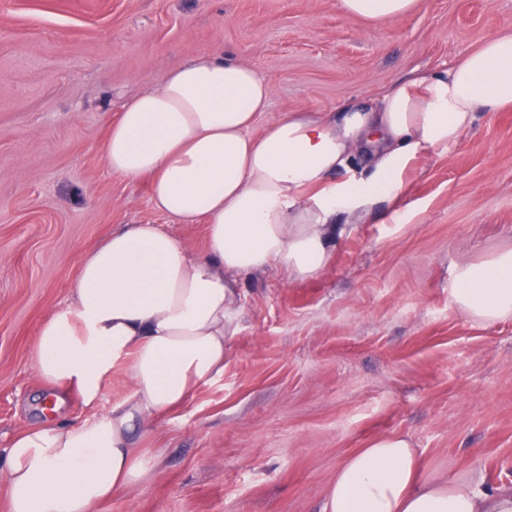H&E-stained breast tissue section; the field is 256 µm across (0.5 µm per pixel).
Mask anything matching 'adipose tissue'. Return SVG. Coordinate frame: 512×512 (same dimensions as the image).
Masks as SVG:
<instances>
[{
    "label": "adipose tissue",
    "mask_w": 512,
    "mask_h": 512,
    "mask_svg": "<svg viewBox=\"0 0 512 512\" xmlns=\"http://www.w3.org/2000/svg\"><path fill=\"white\" fill-rule=\"evenodd\" d=\"M340 5L382 25L418 0ZM271 95L253 68L198 54L123 104L104 146L108 167L126 180L149 179L154 207L174 223L206 225V252L190 255L160 226L133 224L84 255L70 304L45 322L32 350L49 386L42 407L60 408L58 385L96 407L124 361L131 391L103 417L15 435L0 452L9 512H96L141 484L148 461L133 446L140 428L224 374L239 278L274 265L293 282L319 278L337 219L363 221L378 201L398 198L409 166L457 143L477 112L511 109L512 33L332 118L311 107L269 115ZM262 115L264 131L253 135ZM357 158L363 176L336 180ZM452 295L475 322L512 319V249L461 265ZM322 512H512V487L426 474L409 440L392 434L338 467Z\"/></svg>",
    "instance_id": "adipose-tissue-1"
}]
</instances>
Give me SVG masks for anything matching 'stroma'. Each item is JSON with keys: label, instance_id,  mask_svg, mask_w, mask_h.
<instances>
[{"label": "stroma", "instance_id": "1", "mask_svg": "<svg viewBox=\"0 0 512 512\" xmlns=\"http://www.w3.org/2000/svg\"><path fill=\"white\" fill-rule=\"evenodd\" d=\"M505 31L512 0H419L380 26L340 0H0V449L43 421L33 346L86 252L129 224L205 251V225L170 223L147 181L106 166L127 99L209 54L267 77L271 114L332 117ZM404 181L332 241L320 279H241L223 376L135 435L147 480L98 512H321L337 468L391 434L426 472L512 484V320L452 301L461 264L512 247V111L477 113ZM130 388L120 364L96 408L65 388L53 419L108 414Z\"/></svg>", "mask_w": 512, "mask_h": 512}]
</instances>
